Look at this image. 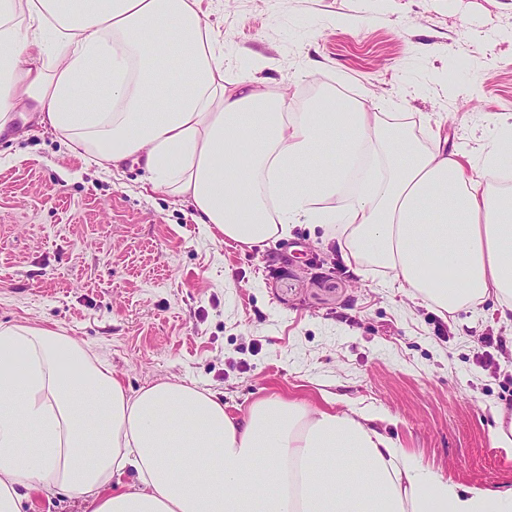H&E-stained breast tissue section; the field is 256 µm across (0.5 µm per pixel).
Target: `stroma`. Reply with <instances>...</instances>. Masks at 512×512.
<instances>
[{
	"instance_id": "stroma-1",
	"label": "stroma",
	"mask_w": 512,
	"mask_h": 512,
	"mask_svg": "<svg viewBox=\"0 0 512 512\" xmlns=\"http://www.w3.org/2000/svg\"><path fill=\"white\" fill-rule=\"evenodd\" d=\"M226 61L307 102L316 84L441 129L468 159L512 123V0H208ZM0 139V322L44 324L105 358L130 392L158 380L244 415L277 394L365 410L424 468L512 487L492 442L512 416V316L454 312L342 260L338 224L263 249L214 240L135 163L105 173L36 120ZM502 337L506 347L485 337Z\"/></svg>"
}]
</instances>
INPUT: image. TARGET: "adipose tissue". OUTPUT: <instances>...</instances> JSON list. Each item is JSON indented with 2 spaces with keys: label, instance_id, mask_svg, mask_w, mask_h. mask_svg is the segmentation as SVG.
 I'll use <instances>...</instances> for the list:
<instances>
[{
  "label": "adipose tissue",
  "instance_id": "adipose-tissue-1",
  "mask_svg": "<svg viewBox=\"0 0 512 512\" xmlns=\"http://www.w3.org/2000/svg\"><path fill=\"white\" fill-rule=\"evenodd\" d=\"M224 60L204 0H0V136L38 113L101 170L142 164L218 240L337 221L348 264L374 261L410 298L512 312V196L481 182L512 160V125L468 172L447 138L420 146L408 113L332 89L296 112ZM371 421L279 397L232 416L173 381L132 395L82 341L0 323V512L32 483L84 512H512V488L436 476Z\"/></svg>",
  "mask_w": 512,
  "mask_h": 512
}]
</instances>
